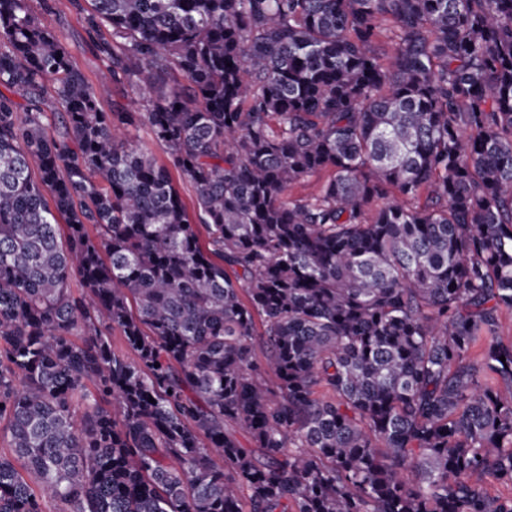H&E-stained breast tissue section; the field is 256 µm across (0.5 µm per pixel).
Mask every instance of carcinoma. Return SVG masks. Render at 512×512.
I'll return each mask as SVG.
<instances>
[{"label":"carcinoma","instance_id":"1","mask_svg":"<svg viewBox=\"0 0 512 512\" xmlns=\"http://www.w3.org/2000/svg\"><path fill=\"white\" fill-rule=\"evenodd\" d=\"M89 2L139 112L0 0V512H512V0ZM130 130L135 137L145 142L149 146L153 156L156 158L159 164H163L169 167L173 183L176 185L188 212L191 216H194L196 211V194L192 185L180 177L179 173L170 166L166 151L162 146L153 142L151 133L145 125L138 124L135 127H130Z\"/></svg>","mask_w":512,"mask_h":512}]
</instances>
